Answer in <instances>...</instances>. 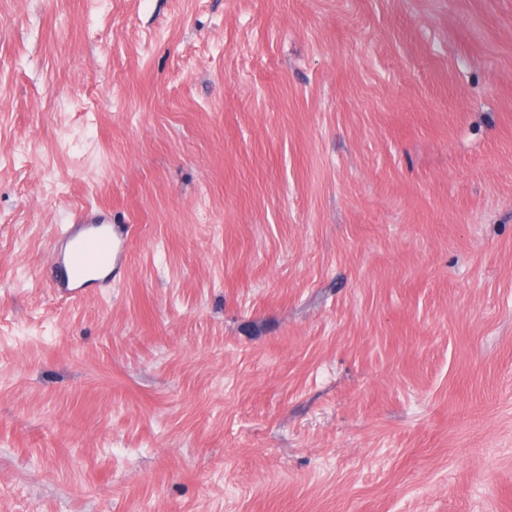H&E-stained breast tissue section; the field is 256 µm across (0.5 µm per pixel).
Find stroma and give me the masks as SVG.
<instances>
[{"instance_id":"1","label":"stroma","mask_w":512,"mask_h":512,"mask_svg":"<svg viewBox=\"0 0 512 512\" xmlns=\"http://www.w3.org/2000/svg\"><path fill=\"white\" fill-rule=\"evenodd\" d=\"M0 512H512V0H0ZM56 263L63 269V279L56 285L68 297L76 296L93 281L105 280L112 274V266L128 249V240L112 233L108 219L88 213L82 214L77 224H71L59 233ZM103 277L92 278L94 274Z\"/></svg>"}]
</instances>
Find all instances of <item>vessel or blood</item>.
<instances>
[{
  "label": "vessel or blood",
  "mask_w": 512,
  "mask_h": 512,
  "mask_svg": "<svg viewBox=\"0 0 512 512\" xmlns=\"http://www.w3.org/2000/svg\"><path fill=\"white\" fill-rule=\"evenodd\" d=\"M58 241L56 261L64 273L58 288L69 297L89 287L94 275L111 273L128 249L127 239L113 234L108 219L87 213L62 230Z\"/></svg>",
  "instance_id": "vessel-or-blood-1"
}]
</instances>
